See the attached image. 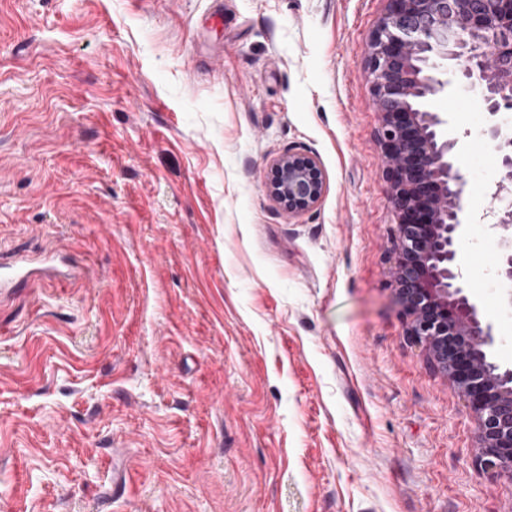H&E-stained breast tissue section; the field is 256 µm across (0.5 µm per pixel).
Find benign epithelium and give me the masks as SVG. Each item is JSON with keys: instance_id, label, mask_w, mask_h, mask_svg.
<instances>
[{"instance_id": "benign-epithelium-1", "label": "benign epithelium", "mask_w": 512, "mask_h": 512, "mask_svg": "<svg viewBox=\"0 0 512 512\" xmlns=\"http://www.w3.org/2000/svg\"><path fill=\"white\" fill-rule=\"evenodd\" d=\"M368 78L381 116L379 143L396 215L389 282L407 334L464 398L475 424L474 461L512 483V366L494 355L493 325L465 292L456 244L468 224L456 139L429 102L448 92V61L480 91L487 111L512 112V0H388L367 43ZM500 156L491 228L506 250L498 278L512 283V130L489 129ZM266 188L288 213L314 208L326 182L317 158L290 150L270 164Z\"/></svg>"}]
</instances>
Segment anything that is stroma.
Instances as JSON below:
<instances>
[{
    "label": "stroma",
    "mask_w": 512,
    "mask_h": 512,
    "mask_svg": "<svg viewBox=\"0 0 512 512\" xmlns=\"http://www.w3.org/2000/svg\"><path fill=\"white\" fill-rule=\"evenodd\" d=\"M386 0H0V512H512L406 334L366 67ZM512 365L490 115L433 102ZM315 155L316 207L264 176ZM265 184L270 196L292 215L314 208L326 189L317 158L295 150H288L272 161Z\"/></svg>",
    "instance_id": "35a3bbf8"
}]
</instances>
